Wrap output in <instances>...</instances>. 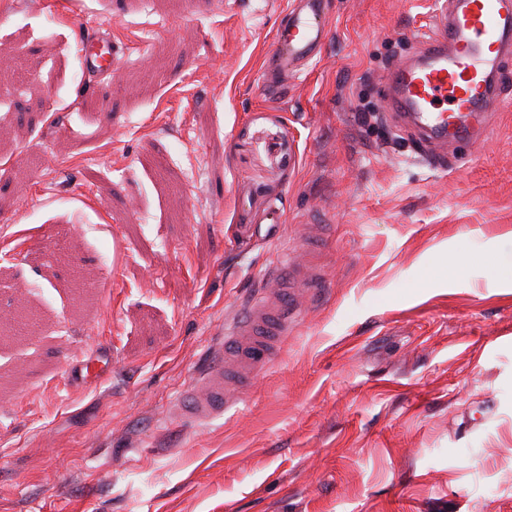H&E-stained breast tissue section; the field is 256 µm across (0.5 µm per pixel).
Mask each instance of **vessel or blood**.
<instances>
[{"label": "vessel or blood", "instance_id": "1", "mask_svg": "<svg viewBox=\"0 0 512 512\" xmlns=\"http://www.w3.org/2000/svg\"><path fill=\"white\" fill-rule=\"evenodd\" d=\"M286 24L277 32L262 73L264 85L280 92L289 73L301 70L331 38L325 0H285ZM85 70L112 66V35H92L81 48ZM512 65V0H443L433 33L421 50L391 66L381 84L397 119L427 149L429 164L442 168L440 148L448 139L474 144L489 131V115L502 105L497 85ZM294 310L285 301L260 297L212 352V363L169 407L170 416L192 428L223 417L233 399L225 390L229 369L249 374L266 363L288 334ZM112 359L94 350L74 360L69 379L105 378Z\"/></svg>", "mask_w": 512, "mask_h": 512}]
</instances>
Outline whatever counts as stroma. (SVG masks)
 I'll return each mask as SVG.
<instances>
[{
    "label": "stroma",
    "instance_id": "1",
    "mask_svg": "<svg viewBox=\"0 0 512 512\" xmlns=\"http://www.w3.org/2000/svg\"><path fill=\"white\" fill-rule=\"evenodd\" d=\"M281 4L0 0V512H512V103L432 168L378 87L435 0H329L273 95ZM286 256L274 357L167 419ZM81 59L85 70L102 72L112 67V34L106 30L88 38L81 48ZM94 347L95 350L92 353L76 358L70 364L68 370L69 379L98 381L105 378L112 354L110 351H102L96 345Z\"/></svg>",
    "mask_w": 512,
    "mask_h": 512
}]
</instances>
